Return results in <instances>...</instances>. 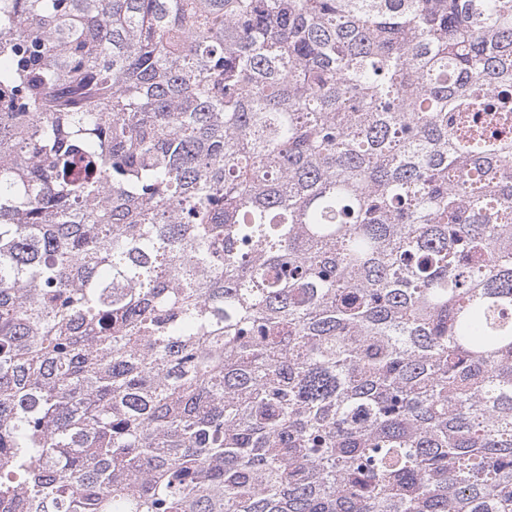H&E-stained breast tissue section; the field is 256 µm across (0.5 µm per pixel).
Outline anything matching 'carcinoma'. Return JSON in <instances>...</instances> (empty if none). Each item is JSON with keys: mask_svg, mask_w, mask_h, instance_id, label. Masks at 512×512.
Returning a JSON list of instances; mask_svg holds the SVG:
<instances>
[{"mask_svg": "<svg viewBox=\"0 0 512 512\" xmlns=\"http://www.w3.org/2000/svg\"><path fill=\"white\" fill-rule=\"evenodd\" d=\"M0 512H512V0H0Z\"/></svg>", "mask_w": 512, "mask_h": 512, "instance_id": "carcinoma-1", "label": "carcinoma"}]
</instances>
